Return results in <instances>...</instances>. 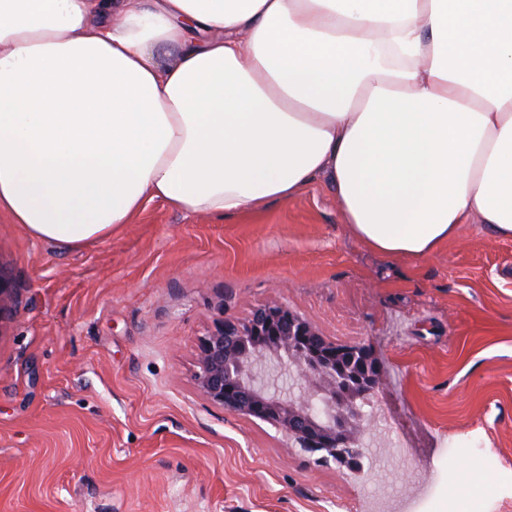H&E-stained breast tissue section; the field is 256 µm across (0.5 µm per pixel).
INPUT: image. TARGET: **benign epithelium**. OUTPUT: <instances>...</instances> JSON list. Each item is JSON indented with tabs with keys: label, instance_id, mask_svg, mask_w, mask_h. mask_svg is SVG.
Returning <instances> with one entry per match:
<instances>
[{
	"label": "benign epithelium",
	"instance_id": "benign-epithelium-1",
	"mask_svg": "<svg viewBox=\"0 0 512 512\" xmlns=\"http://www.w3.org/2000/svg\"><path fill=\"white\" fill-rule=\"evenodd\" d=\"M357 362L341 376L330 369L337 357ZM267 361L295 368L317 395L295 398L271 388L258 366ZM198 391L227 412L257 419L285 432L303 451L320 454L322 463L354 469L363 454L357 430L371 431L363 402L380 387L381 368L365 346L338 345L281 305L264 306L238 324L224 321L199 344Z\"/></svg>",
	"mask_w": 512,
	"mask_h": 512
}]
</instances>
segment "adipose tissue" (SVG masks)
I'll return each mask as SVG.
<instances>
[{
    "label": "adipose tissue",
    "instance_id": "1",
    "mask_svg": "<svg viewBox=\"0 0 512 512\" xmlns=\"http://www.w3.org/2000/svg\"><path fill=\"white\" fill-rule=\"evenodd\" d=\"M319 179L388 258L512 240V0H0V215L31 237Z\"/></svg>",
    "mask_w": 512,
    "mask_h": 512
}]
</instances>
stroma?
<instances>
[{"instance_id":"stroma-1","label":"stroma","mask_w":512,"mask_h":512,"mask_svg":"<svg viewBox=\"0 0 512 512\" xmlns=\"http://www.w3.org/2000/svg\"><path fill=\"white\" fill-rule=\"evenodd\" d=\"M0 270V512H369L381 486L432 512L452 474L460 512H512V240L463 224L388 259L316 182L232 218L153 201L67 253L1 216ZM273 304L381 364L369 409L396 443L361 471L198 393L201 339Z\"/></svg>"}]
</instances>
